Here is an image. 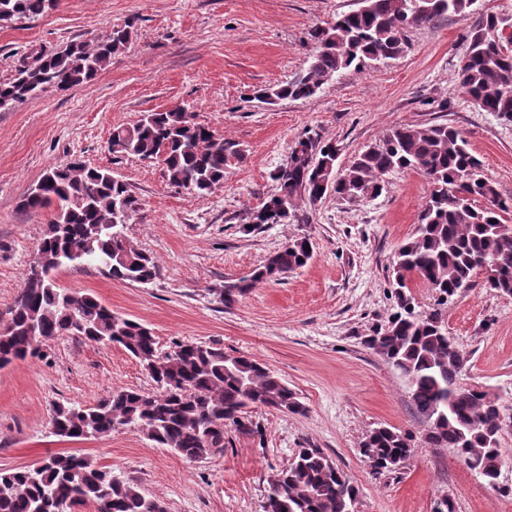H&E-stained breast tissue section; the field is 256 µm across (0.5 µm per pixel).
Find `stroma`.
<instances>
[{"label": "stroma", "instance_id": "stroma-1", "mask_svg": "<svg viewBox=\"0 0 512 512\" xmlns=\"http://www.w3.org/2000/svg\"><path fill=\"white\" fill-rule=\"evenodd\" d=\"M357 7L358 0H58L37 19L0 26V82L31 61L33 49L90 44L117 27L131 32L95 79L0 111V325L52 218L51 209H29L24 200L49 168L76 158L127 183L124 232L158 275L143 285L92 266L67 268L57 272L58 285L92 292L146 325L161 351L195 342L250 357L304 407L300 414L249 408L242 426H225L223 450L195 461L131 429L60 438L51 428L56 404L156 390L122 348L63 336L43 345L41 357L0 368V471L78 454L137 483L166 512H263L269 480L307 447L322 450L358 488L357 512H435L448 498L455 512H512V464L491 485L453 449L427 445L405 379L364 344L394 306L393 258L419 222L427 178L396 170L378 197L330 194L313 206L299 202L285 223L248 226L302 135L335 142L343 168L391 127L446 123L463 132L501 198H512V123L464 93L458 69L468 23L459 17L411 30L399 57L347 69L310 98H258L307 68L313 28ZM180 104L243 150L205 197L171 185L159 164L112 150L114 127ZM303 236L313 243L305 267L224 304L226 283ZM444 327L466 359L464 383L495 393L512 419V296L474 282L448 302ZM379 427L413 436L397 472L374 473L363 456V440Z\"/></svg>", "mask_w": 512, "mask_h": 512}]
</instances>
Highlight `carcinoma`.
I'll use <instances>...</instances> for the list:
<instances>
[{
	"label": "carcinoma",
	"mask_w": 512,
	"mask_h": 512,
	"mask_svg": "<svg viewBox=\"0 0 512 512\" xmlns=\"http://www.w3.org/2000/svg\"><path fill=\"white\" fill-rule=\"evenodd\" d=\"M56 0H0V22L44 15ZM471 20L464 36L460 82L480 110L512 122V12L487 8L479 0H432L428 11L414 0H365L311 37L316 49L305 72L258 97L306 99L352 66L393 59L404 51L405 33L439 17ZM130 39L114 28L92 46L82 42L59 52H34L33 62L0 82V110L46 91L93 80ZM112 150L161 164L169 181L199 197L224 183L228 162L242 157L239 144L216 135L186 106L144 113L130 126L112 131ZM331 141L299 137L286 166L272 174L277 190L254 212V224H279L297 202L311 205L327 194L355 201L381 195L385 176L397 169L422 173L432 189L415 233L400 245L392 266L396 306L387 322L365 340L408 383L417 415L428 424L426 443L448 447L471 470L495 483L506 463L499 448L498 397L464 389V358L444 330L448 298L483 275L484 286L512 296V224L503 214L512 205L500 198L481 173L462 132L448 124L396 126L342 170ZM130 197L124 181L102 167L74 159L52 167L30 191L24 206L53 208L40 246L50 271L43 282L27 279L9 309V330L0 332V368L35 356L61 336H78L123 348L144 366H156L154 393L115 391L93 406L58 405L53 433L85 439L117 427L135 428L155 444L189 460L224 449L226 423L241 424L250 407L301 413L295 393L270 369L246 357L199 343H178L166 353L144 324L119 316L91 293L59 287L62 268L94 266L114 280L151 283L154 260L125 235ZM307 237L272 252L251 277L224 286L231 304L259 282L277 279L306 265ZM419 279L438 293L435 307L418 311L410 291ZM405 432L380 427L363 441V455L377 473L395 472L411 453ZM358 491L318 448H301L268 483L263 512H354ZM92 504L96 512H166L130 481H122L91 459L57 454L40 465L0 472V512H59Z\"/></svg>",
	"instance_id": "obj_1"
}]
</instances>
